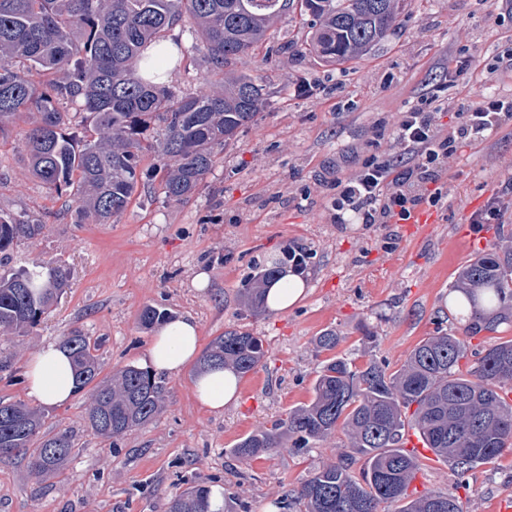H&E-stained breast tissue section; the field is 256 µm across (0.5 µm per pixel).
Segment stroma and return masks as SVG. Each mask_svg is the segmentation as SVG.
<instances>
[{
    "mask_svg": "<svg viewBox=\"0 0 512 512\" xmlns=\"http://www.w3.org/2000/svg\"><path fill=\"white\" fill-rule=\"evenodd\" d=\"M307 33L305 17L291 11L263 47L224 74L200 55L170 71V84L187 94L233 73L260 78L270 92L254 123L219 152L184 203L167 202L158 182L147 180L111 223H76L74 202L48 194L29 170L20 139L35 114L10 124L0 145V211L42 220L45 228L0 253V270L58 264L70 269L71 285L30 335H0L7 365L0 399H26L29 360L74 328L99 340L102 379L139 364L154 336L138 325L147 305L193 317L205 345L224 331L249 330L262 339L267 360L241 377L237 404L220 415L197 402L192 370L167 376L162 413L112 441L84 421L90 389L44 408L45 429L70 431L76 454L53 477L33 474L24 457H0V512H168L171 497L201 478L220 488L224 512H281L314 468L343 458L345 436L302 455L287 446L246 464L231 450L309 402L316 336L334 330L337 354L394 369L435 328L465 335V322L448 305L450 287L475 254L512 238V193L501 192L512 174V128L458 147L443 177L440 221L415 239L399 224L330 223L331 184L366 157H386L398 112L420 99L436 94L460 107L482 91L512 93V65L501 60L512 50V14L504 0H408L395 36L338 66L316 61ZM283 44L288 52H280ZM463 55L474 57L476 69L449 83L448 64ZM494 65L496 79L484 82ZM495 196L503 223H470L474 205ZM298 247L308 254L305 299L282 313H253L244 294L256 265ZM202 271L210 285L200 291L193 279ZM366 329L373 341H363ZM409 491L456 494L467 512H489L494 497L512 507V455L504 466L462 478L448 464L426 460Z\"/></svg>",
    "mask_w": 512,
    "mask_h": 512,
    "instance_id": "stroma-1",
    "label": "stroma"
}]
</instances>
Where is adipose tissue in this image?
Masks as SVG:
<instances>
[{"mask_svg":"<svg viewBox=\"0 0 512 512\" xmlns=\"http://www.w3.org/2000/svg\"><path fill=\"white\" fill-rule=\"evenodd\" d=\"M306 295V281L292 269H285L272 281L265 295V309L273 313L287 311ZM201 338L193 318L166 323L154 336L143 363L157 373L177 374L196 363ZM199 404L209 412L222 413L225 406L237 402L239 379L221 368L196 373L193 380ZM75 390V375L68 355L58 344L43 346L26 370V392L36 403L55 406L70 399Z\"/></svg>","mask_w":512,"mask_h":512,"instance_id":"obj_1","label":"adipose tissue"}]
</instances>
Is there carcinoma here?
I'll return each mask as SVG.
<instances>
[{
  "mask_svg": "<svg viewBox=\"0 0 512 512\" xmlns=\"http://www.w3.org/2000/svg\"><path fill=\"white\" fill-rule=\"evenodd\" d=\"M311 21L309 52L326 65L360 59L396 30L406 0H0V137L21 112L39 121L24 133L32 175L50 192L76 203V223L107 224L130 205L144 177L161 173L164 198H190L224 146L265 107L269 91L249 75H231L221 90L186 95L155 82L156 59L145 50L170 40L177 58L203 53L215 69L255 52L269 30L294 7ZM175 26L200 43L182 48L169 39ZM89 124L78 138L71 115ZM156 159L143 172L145 155ZM43 225L0 212V252ZM276 267L259 266L247 303L263 311L265 283ZM60 266L0 273V332L24 336L69 286ZM452 289L469 306L466 333L496 332L512 324V244L494 247L463 265ZM168 318L143 307L139 325ZM72 358L77 389L93 386L88 427L112 439L152 422L162 411L165 382L128 364L112 382L99 381L97 343L80 329L62 337ZM467 339L436 327L395 371L371 361L361 367L344 356L317 364L312 398L271 427L231 449L240 462L269 456L291 440L304 453L341 430L347 458L313 470L293 497L298 512H463L453 493L408 488L421 461L401 446L412 429L434 457L458 475L512 454V339L474 353L465 372ZM266 351L248 330L231 329L203 351L198 368L221 365L238 374L255 371ZM415 410H410V407ZM43 416L24 401L0 400V449L21 453L37 475L60 472L75 454L69 432L43 430ZM363 460L359 475L353 461ZM210 489L200 480L170 500L169 512H210Z\"/></svg>",
  "mask_w": 512,
  "mask_h": 512,
  "instance_id": "cac0c4a2",
  "label": "carcinoma"
}]
</instances>
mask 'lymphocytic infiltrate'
<instances>
[{
    "label": "lymphocytic infiltrate",
    "instance_id": "f902f5d3",
    "mask_svg": "<svg viewBox=\"0 0 512 512\" xmlns=\"http://www.w3.org/2000/svg\"><path fill=\"white\" fill-rule=\"evenodd\" d=\"M450 110L448 100L430 97L399 112L391 157L368 158L354 174L336 180L332 223L342 224L349 218L358 224L408 220L423 201L441 199L438 183L460 143L480 142L512 126V94H479L466 109L455 111L457 122L447 130L439 124L438 115ZM401 152L412 155V165L395 162V154Z\"/></svg>",
    "mask_w": 512,
    "mask_h": 512
}]
</instances>
